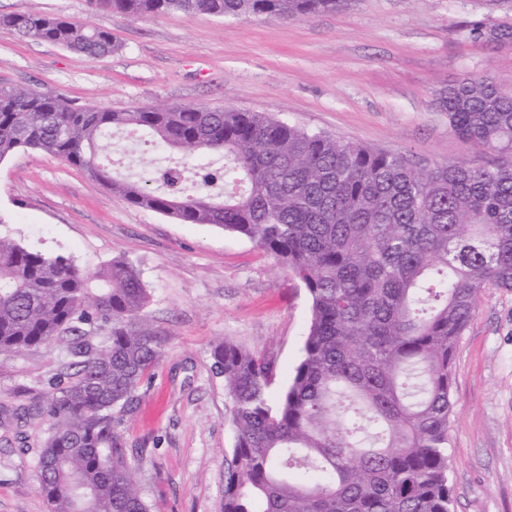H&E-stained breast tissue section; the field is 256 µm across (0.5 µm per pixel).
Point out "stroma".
<instances>
[{"label":"stroma","mask_w":512,"mask_h":512,"mask_svg":"<svg viewBox=\"0 0 512 512\" xmlns=\"http://www.w3.org/2000/svg\"><path fill=\"white\" fill-rule=\"evenodd\" d=\"M109 29L120 44L91 58L0 30V87L78 106L162 105L263 112L310 131L407 156L429 168L480 156L448 126L441 94L463 75L512 93V41L469 26L512 24V0H351L343 10L277 18L169 13L132 17L89 0H0ZM121 170L149 178L160 149L117 139ZM0 235L69 256L88 276L115 257L150 293L144 317L166 339L137 400L115 416L151 512H224L234 446L231 402L211 369L224 339L274 363L287 387L309 319L304 285L247 238L131 206L83 170L41 151L0 162ZM63 346L0 357V405H29L67 360ZM448 425L453 512H512V291L478 300L452 359ZM48 420L0 426V512H49L38 484ZM470 34L474 38L488 43L512 41V26L497 25L489 28L479 22H474L471 25Z\"/></svg>","instance_id":"1"}]
</instances>
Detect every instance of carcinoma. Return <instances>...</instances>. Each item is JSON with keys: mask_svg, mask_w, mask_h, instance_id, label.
I'll return each instance as SVG.
<instances>
[{"mask_svg": "<svg viewBox=\"0 0 512 512\" xmlns=\"http://www.w3.org/2000/svg\"><path fill=\"white\" fill-rule=\"evenodd\" d=\"M347 2L91 0L134 17L282 20ZM0 27L90 57L119 49L107 29L45 14H0ZM470 34L512 41V26L475 22ZM442 102L449 128L492 160L424 171L263 112H116L0 89V161L20 150L55 155L137 208L249 239L304 284L302 356L276 399L266 356L228 339L211 350L235 438L224 512H451L453 351L479 296L512 291V94L465 75ZM116 130L145 133L194 164L157 169L155 189L121 179L103 156ZM98 278L91 288L71 258L0 236V356L51 344L69 354L33 403L51 421L38 458L50 512H149L114 413L134 401L165 340L143 320L150 294L131 263L113 259Z\"/></svg>", "mask_w": 512, "mask_h": 512, "instance_id": "cac0c4a2", "label": "carcinoma"}]
</instances>
